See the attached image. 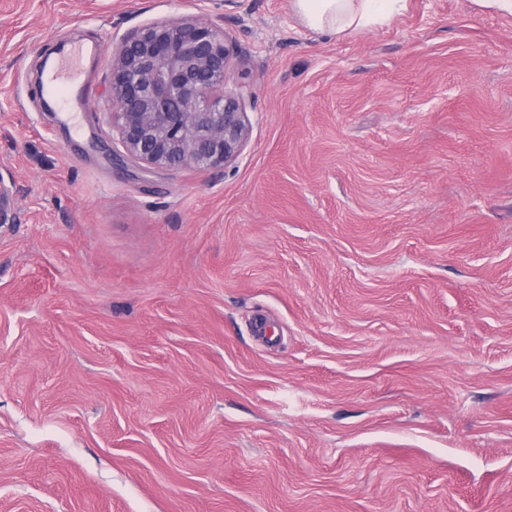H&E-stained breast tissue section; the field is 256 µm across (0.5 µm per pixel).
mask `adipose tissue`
<instances>
[{
    "instance_id": "ef3b65f1",
    "label": "adipose tissue",
    "mask_w": 512,
    "mask_h": 512,
    "mask_svg": "<svg viewBox=\"0 0 512 512\" xmlns=\"http://www.w3.org/2000/svg\"><path fill=\"white\" fill-rule=\"evenodd\" d=\"M294 17L315 32L336 35L389 22L403 0H290Z\"/></svg>"
}]
</instances>
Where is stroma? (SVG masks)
I'll use <instances>...</instances> for the list:
<instances>
[{
    "label": "stroma",
    "mask_w": 512,
    "mask_h": 512,
    "mask_svg": "<svg viewBox=\"0 0 512 512\" xmlns=\"http://www.w3.org/2000/svg\"><path fill=\"white\" fill-rule=\"evenodd\" d=\"M237 40L223 169L114 155L109 57ZM83 55L77 122L44 57ZM0 512H512V12L0 0ZM294 17L315 32L335 35L389 22L404 0H290Z\"/></svg>",
    "instance_id": "stroma-1"
}]
</instances>
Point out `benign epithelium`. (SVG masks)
<instances>
[{
    "instance_id": "obj_1",
    "label": "benign epithelium",
    "mask_w": 512,
    "mask_h": 512,
    "mask_svg": "<svg viewBox=\"0 0 512 512\" xmlns=\"http://www.w3.org/2000/svg\"><path fill=\"white\" fill-rule=\"evenodd\" d=\"M223 26L201 17L152 22L121 38L110 58L108 120L124 156L147 169L234 163L251 126L244 95L224 90L240 55ZM12 185L0 174V229Z\"/></svg>"
}]
</instances>
